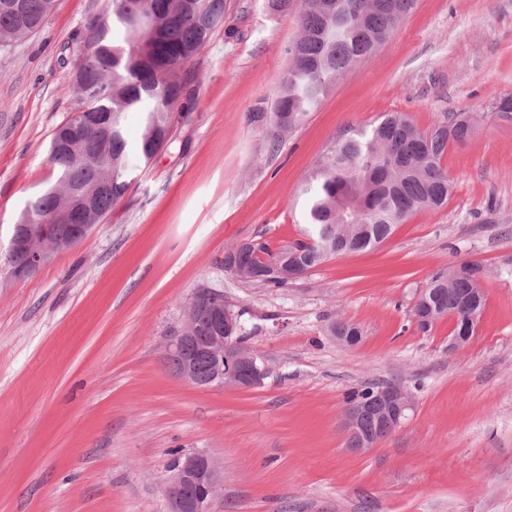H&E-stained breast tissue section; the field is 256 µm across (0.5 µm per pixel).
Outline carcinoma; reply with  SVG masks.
Returning a JSON list of instances; mask_svg holds the SVG:
<instances>
[{"label": "carcinoma", "mask_w": 512, "mask_h": 512, "mask_svg": "<svg viewBox=\"0 0 512 512\" xmlns=\"http://www.w3.org/2000/svg\"><path fill=\"white\" fill-rule=\"evenodd\" d=\"M18 11L0 8V47L37 33L56 0H19ZM415 0H298L299 35L286 49L290 65L272 111L253 112L250 121L271 126L268 149L279 150L282 134L305 122L336 80L368 59L387 39ZM225 0H110L87 22L80 37L76 63L81 76L70 80L65 93L90 117L77 156L56 155L53 132L49 157L56 179L34 193L22 212L38 224L61 223L65 191L90 188L108 178L110 189L96 197L94 210L82 224H99L124 196L133 162L149 163L170 142L176 112L182 109L180 72L224 24ZM147 14L150 22L132 18ZM141 114L138 139L126 138L125 118ZM472 127L463 116L430 131L418 129L404 116L390 112L373 124L340 135L316 161L302 188L301 238L273 252L262 240L257 251L239 247L224 255L239 277L270 288H283L305 269L333 256L345 255L357 240L370 250L395 227L420 211L448 203L452 186L442 165L448 145L462 144ZM483 265L465 262L433 273L420 294L418 327L454 318L453 334L468 333L471 316L486 305L481 292ZM331 333L344 343L362 336L355 324L337 319ZM224 373L257 386L237 361H224ZM379 385L367 383L348 394L347 405L362 407L359 428L377 439L373 410Z\"/></svg>", "instance_id": "cac0c4a2"}]
</instances>
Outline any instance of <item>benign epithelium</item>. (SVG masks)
Wrapping results in <instances>:
<instances>
[{
  "mask_svg": "<svg viewBox=\"0 0 512 512\" xmlns=\"http://www.w3.org/2000/svg\"><path fill=\"white\" fill-rule=\"evenodd\" d=\"M83 112L70 113L69 123L63 128L66 138L74 142L81 133ZM33 216L27 222L13 225L7 245H0V267L8 270L11 277L23 279L38 272L52 253L34 243L30 234ZM204 310L208 313L207 335H196L197 324L188 318L186 325L173 337L165 348L164 358L172 371L184 381L200 388L224 385V360L233 357L246 367H256L258 354L247 349V344L238 340L241 329L240 313L224 301V294L212 288H200L193 296L189 313ZM210 355L214 361L215 375L203 381L197 374V353L188 350V345ZM383 404L379 421L386 431L399 428L405 412L410 408L405 391L395 384H385L377 396ZM361 407H348L344 411L342 428L346 435L355 439L357 450L374 446V440L360 435L358 431ZM220 484L219 467L216 460L204 452L193 453L177 461L172 469L164 493L167 512H211Z\"/></svg>",
  "mask_w": 512,
  "mask_h": 512,
  "instance_id": "benign-epithelium-1",
  "label": "benign epithelium"
}]
</instances>
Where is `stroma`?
<instances>
[{
  "label": "stroma",
  "instance_id": "1",
  "mask_svg": "<svg viewBox=\"0 0 512 512\" xmlns=\"http://www.w3.org/2000/svg\"><path fill=\"white\" fill-rule=\"evenodd\" d=\"M106 0H58L44 27L0 47V243L55 173L47 146L74 106L87 19ZM290 0H226L224 24L186 65L171 142L138 167L89 238L15 280L0 272V512H166L177 456L205 451L224 477L212 512H512V0H417L302 125L267 147L298 34ZM397 112L420 129L470 117L443 158L447 206L397 225L374 251L328 259L284 288L247 282L224 255L298 236L297 195L348 129ZM487 270L476 335L421 330L414 297L437 269ZM200 288L243 313L271 374L199 388L164 365ZM358 324L356 345L328 332ZM392 383L405 422L350 451L345 395Z\"/></svg>",
  "mask_w": 512,
  "mask_h": 512
}]
</instances>
